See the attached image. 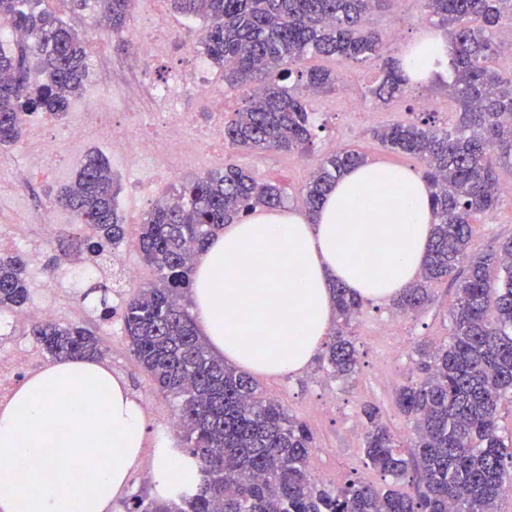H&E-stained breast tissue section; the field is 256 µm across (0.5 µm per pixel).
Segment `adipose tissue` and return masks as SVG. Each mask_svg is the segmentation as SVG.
<instances>
[{
	"mask_svg": "<svg viewBox=\"0 0 512 512\" xmlns=\"http://www.w3.org/2000/svg\"><path fill=\"white\" fill-rule=\"evenodd\" d=\"M451 48L428 32L402 57L412 82L445 73ZM436 222L430 189L411 168L366 163L347 171L318 212L258 209L225 225L194 276L196 321L217 354L261 375L304 371L334 318L331 286L364 300L400 294L422 270ZM144 411L123 378L97 359H56L0 408V512H112L139 461ZM81 482H74V474ZM200 467L170 441L154 452L156 496L196 489Z\"/></svg>",
	"mask_w": 512,
	"mask_h": 512,
	"instance_id": "obj_1",
	"label": "adipose tissue"
}]
</instances>
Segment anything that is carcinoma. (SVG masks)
I'll use <instances>...</instances> for the list:
<instances>
[{
    "mask_svg": "<svg viewBox=\"0 0 512 512\" xmlns=\"http://www.w3.org/2000/svg\"><path fill=\"white\" fill-rule=\"evenodd\" d=\"M48 0H0V22L27 38L0 46V145L16 141L27 117L65 116L82 93L89 50L79 33L47 6ZM392 0H172L186 16L207 22L202 38L208 60L224 71V83L253 87L246 108L224 120V142L246 151L306 150L315 130L306 96L286 85L297 76L312 93L332 91L330 70L302 69L315 54L352 61L382 60L371 95L382 103L408 83L400 63L384 57L383 36L364 27L366 17ZM451 41L448 92L457 105L452 128L417 123L377 131L387 148L425 163L436 212L433 239L420 276L393 299L414 313L431 301L430 285L452 278L457 299L449 312L448 341L418 347L422 377L397 391L399 411L413 420L405 452L379 409L361 408L366 464L402 479L416 477L415 493L378 489L365 479L343 486L317 480L309 469L314 436L280 401L260 391L247 372L212 351L190 311L195 256L226 224L250 211L281 206L271 183L228 163L146 213L137 246L157 282L128 300L124 329L138 365L156 390L175 401L184 453L200 465L196 492L169 500L138 495L127 512H497L512 490V439L501 436L502 400L512 402V239L495 253H469L473 218L501 200L498 169H512V73L491 70L493 35L508 20L512 0H419ZM71 11L100 10L112 31L121 30L134 0H65ZM37 71L43 81L31 80ZM365 163L340 149L325 158L305 184L306 211L317 212L326 193L347 170ZM118 186L107 159L88 154L58 204L95 229L83 239L68 227L65 238L102 255L125 238L117 210ZM20 254H0V313L27 303L29 288ZM503 275L493 279L492 269ZM340 325L325 343L323 368L346 381L357 374L350 326L363 300L332 285ZM53 359L103 356L96 334L79 324L34 322L29 330Z\"/></svg>",
    "mask_w": 512,
    "mask_h": 512,
    "instance_id": "obj_1",
    "label": "carcinoma"
}]
</instances>
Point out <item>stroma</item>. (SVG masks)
I'll list each match as a JSON object with an SVG mask.
<instances>
[{"label":"stroma","mask_w":512,"mask_h":512,"mask_svg":"<svg viewBox=\"0 0 512 512\" xmlns=\"http://www.w3.org/2000/svg\"><path fill=\"white\" fill-rule=\"evenodd\" d=\"M142 10L141 0H136L131 18L119 34L98 31L85 11L73 13L65 9L61 16L88 45L108 43L113 63L121 65L125 71H141L147 78L159 81L181 63L183 54L179 48L145 63L129 58L127 39L144 35L139 24ZM370 24L384 33L401 29L404 40L432 27L419 0H394L388 10L373 16ZM305 64L344 73L348 82L356 88V104L341 106L339 99L342 92L338 89L314 100L312 107L317 114L318 126L308 150L303 153H251L228 147L216 150L211 145H204L194 159L183 162L182 182H191L209 171L223 168L224 164L233 163L259 180L277 183L282 189L286 206L297 209L301 206L300 189L309 179L313 163L329 154L331 143L364 154L370 161L419 170L423 167L420 160L388 150L374 137V130L419 120H428L441 127L451 123L455 116L456 103L449 96L445 82L408 87L397 101L379 105L368 93L380 74L377 62H340L311 55ZM212 78V98L223 99V110L213 109L212 98L192 96L184 103L185 111L194 113L199 131L203 134L223 124L225 118L241 109L249 98L247 90L225 84L220 69H213ZM121 96L122 91L118 86H102L96 77H89L82 95L72 102L65 117L51 122L52 135L63 138L69 127L77 124L81 106L93 104L108 110L113 100ZM423 97L432 101V109H420L418 102ZM104 150L100 141H86L79 149V159L60 172L33 181L25 178V156L13 148L0 151V221L19 225L23 238L28 241L21 253L26 261L30 294L48 293L50 277L45 266L49 258L60 251L59 237L53 225L37 223L34 206H42L50 216L62 217L65 223H76L75 215L57 205L56 193L74 179L82 165V156ZM510 237L512 195H506L495 211L477 216L474 220L471 250L477 254L495 252ZM130 291V284L123 283L116 287L111 279L94 277L82 280L71 295H61L55 299L59 310L58 321L75 322L91 329L102 345L110 349L106 363L113 374L124 377L135 397L146 404V440L142 456L130 474L124 493L113 502L112 512H125L132 498L151 491L152 484L146 475L153 469L154 448L160 440L172 441L176 438L170 426L175 412L174 404L156 391L151 378L139 367L124 332L121 311ZM431 294L432 301L427 308L414 315L401 314L389 303L366 304L353 328L359 370L351 381L342 382L328 377L316 359L300 374L257 376L261 390L276 394L291 414L311 428L315 437L311 471L319 480L341 485L347 479L361 477L377 487L395 484L403 491H410L408 481H393L392 477L366 465L364 427L359 412L363 405L377 406L393 433L399 438H406L409 423L396 405L397 390L417 375L416 345L422 342L438 345L447 340L450 332L449 311L456 302L457 286L446 280L439 281L432 284Z\"/></svg>","instance_id":"stroma-1"}]
</instances>
